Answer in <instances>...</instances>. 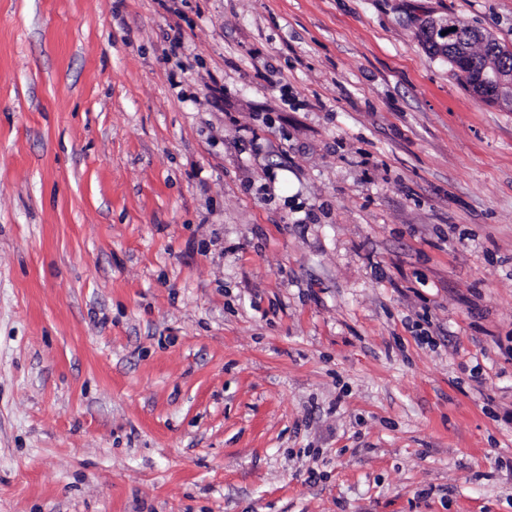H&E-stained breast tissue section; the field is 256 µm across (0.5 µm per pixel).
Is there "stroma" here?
<instances>
[{
    "label": "stroma",
    "mask_w": 512,
    "mask_h": 512,
    "mask_svg": "<svg viewBox=\"0 0 512 512\" xmlns=\"http://www.w3.org/2000/svg\"><path fill=\"white\" fill-rule=\"evenodd\" d=\"M512 0H0V512H512ZM453 28V20L450 17H441L438 19H431L426 24V29H432L439 31L436 40L434 39V33L428 30L423 31L424 42L428 48L429 53L435 56L433 52L436 46V41L441 42L442 32L447 29ZM446 40L444 44L437 45V56L448 59V63L451 65L454 73L463 74L461 65L466 62V59L470 54L471 44L477 42L486 44L491 37L480 29H473L468 40L466 47V41L454 42L451 48L448 50V40L446 35H442ZM492 58L503 67L495 63H489L484 68V61ZM484 68V70H483ZM466 76L460 77L466 84H476L480 82L482 71L484 72L483 85H469V89L479 96H489L498 102L512 105V50L500 46L495 40H490L484 47L474 50L472 61L468 63L466 68Z\"/></svg>",
    "instance_id": "35a3bbf8"
}]
</instances>
